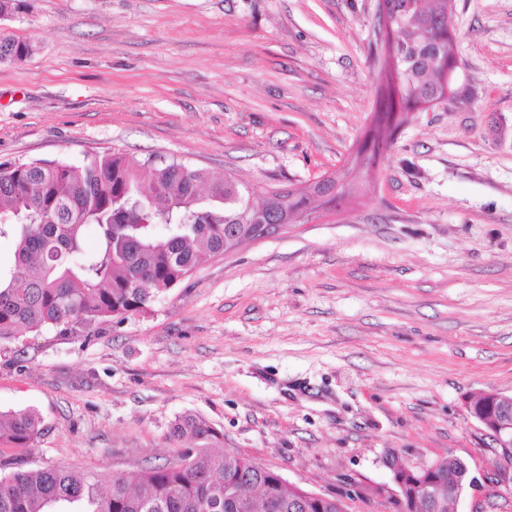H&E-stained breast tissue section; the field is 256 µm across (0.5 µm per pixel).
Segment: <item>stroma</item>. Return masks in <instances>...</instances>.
Returning a JSON list of instances; mask_svg holds the SVG:
<instances>
[{
    "label": "stroma",
    "instance_id": "stroma-1",
    "mask_svg": "<svg viewBox=\"0 0 512 512\" xmlns=\"http://www.w3.org/2000/svg\"><path fill=\"white\" fill-rule=\"evenodd\" d=\"M377 0H25L0 29V162L174 158L261 190L343 174L381 85ZM446 99L333 211L203 261L96 336L0 343V412L44 431L0 461L134 474L181 459L187 413L224 450L347 512H397L384 460L454 457L455 512H512L464 405L512 395V0H452Z\"/></svg>",
    "mask_w": 512,
    "mask_h": 512
}]
</instances>
